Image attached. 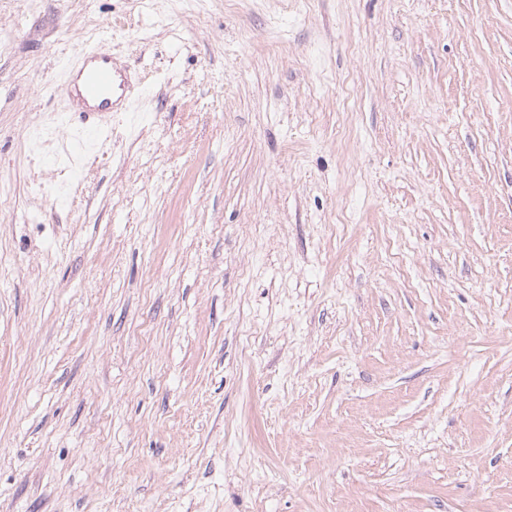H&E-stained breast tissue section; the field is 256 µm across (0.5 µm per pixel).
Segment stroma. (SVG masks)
<instances>
[{"label":"stroma","instance_id":"obj_1","mask_svg":"<svg viewBox=\"0 0 512 512\" xmlns=\"http://www.w3.org/2000/svg\"><path fill=\"white\" fill-rule=\"evenodd\" d=\"M0 512H512V0H0ZM140 83L68 161L70 61Z\"/></svg>","mask_w":512,"mask_h":512}]
</instances>
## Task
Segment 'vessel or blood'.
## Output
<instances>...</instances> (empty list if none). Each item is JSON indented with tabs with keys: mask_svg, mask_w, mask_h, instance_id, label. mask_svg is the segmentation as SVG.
<instances>
[{
	"mask_svg": "<svg viewBox=\"0 0 512 512\" xmlns=\"http://www.w3.org/2000/svg\"><path fill=\"white\" fill-rule=\"evenodd\" d=\"M67 80L58 88L62 95H77L96 102L95 111L82 114L74 136L86 141L102 136L108 128L112 107L116 102L130 99L132 84L129 79L118 78L110 56L99 46H90L67 70Z\"/></svg>",
	"mask_w": 512,
	"mask_h": 512,
	"instance_id": "b4317fda",
	"label": "vessel or blood"
}]
</instances>
